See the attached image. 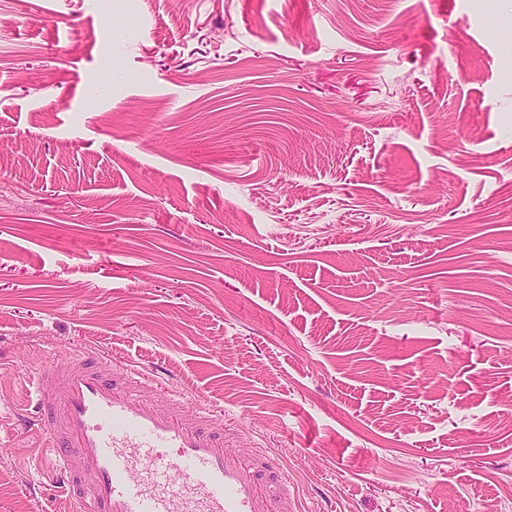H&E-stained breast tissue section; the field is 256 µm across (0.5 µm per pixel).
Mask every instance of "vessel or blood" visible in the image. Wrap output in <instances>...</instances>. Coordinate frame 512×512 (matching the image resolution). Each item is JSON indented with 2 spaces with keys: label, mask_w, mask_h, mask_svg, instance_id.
Segmentation results:
<instances>
[{
  "label": "vessel or blood",
  "mask_w": 512,
  "mask_h": 512,
  "mask_svg": "<svg viewBox=\"0 0 512 512\" xmlns=\"http://www.w3.org/2000/svg\"><path fill=\"white\" fill-rule=\"evenodd\" d=\"M25 384L65 512H299L262 449L228 450L209 409L111 353L69 354Z\"/></svg>",
  "instance_id": "obj_1"
}]
</instances>
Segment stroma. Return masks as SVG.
I'll use <instances>...</instances> for the list:
<instances>
[{
	"mask_svg": "<svg viewBox=\"0 0 512 512\" xmlns=\"http://www.w3.org/2000/svg\"><path fill=\"white\" fill-rule=\"evenodd\" d=\"M84 348L300 512H512V0H0V512Z\"/></svg>",
	"mask_w": 512,
	"mask_h": 512,
	"instance_id": "35a3bbf8",
	"label": "stroma"
}]
</instances>
